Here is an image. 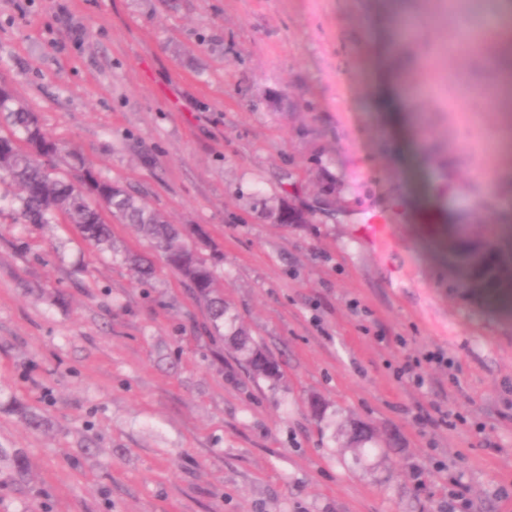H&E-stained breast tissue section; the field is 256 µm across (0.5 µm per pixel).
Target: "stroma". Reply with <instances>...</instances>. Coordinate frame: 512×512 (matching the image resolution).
<instances>
[{"instance_id":"1","label":"stroma","mask_w":512,"mask_h":512,"mask_svg":"<svg viewBox=\"0 0 512 512\" xmlns=\"http://www.w3.org/2000/svg\"><path fill=\"white\" fill-rule=\"evenodd\" d=\"M389 2L0 0V85L65 146L58 171L81 158L220 255L283 370L250 376L130 225L112 237L150 280L65 219L21 223L0 182V512H448L454 476L458 512H512V311L419 228L438 209L512 257L485 56L448 43L485 0H412L408 41ZM280 199L309 222L265 218ZM435 350L423 386L396 379ZM350 420L377 447L346 448Z\"/></svg>"}]
</instances>
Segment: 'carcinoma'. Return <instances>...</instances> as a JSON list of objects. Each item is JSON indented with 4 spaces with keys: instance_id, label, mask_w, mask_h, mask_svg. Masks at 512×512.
<instances>
[{
    "instance_id": "obj_1",
    "label": "carcinoma",
    "mask_w": 512,
    "mask_h": 512,
    "mask_svg": "<svg viewBox=\"0 0 512 512\" xmlns=\"http://www.w3.org/2000/svg\"><path fill=\"white\" fill-rule=\"evenodd\" d=\"M0 119L6 120L14 135L0 136V179L7 177L20 189L18 215L27 224H52L58 216L76 225L82 236L96 244L111 240L112 228L99 205L137 228L163 253L168 266L178 271L194 294L205 303L214 336L231 327L230 340L245 357L246 367L257 379L277 383L281 378L278 362L258 349L248 334L234 327L220 292L213 266L182 239L174 225L122 186L105 181L77 182L56 174L54 158L61 153L58 142L40 128L37 117L16 104L12 93L0 87ZM94 197L96 203L88 201ZM454 262L462 267L470 284L495 303L512 297V264L505 263L496 246L455 240L451 245ZM125 261L141 279L154 274L153 265L143 256L127 254ZM349 442L367 450L374 440L363 429H352Z\"/></svg>"
}]
</instances>
